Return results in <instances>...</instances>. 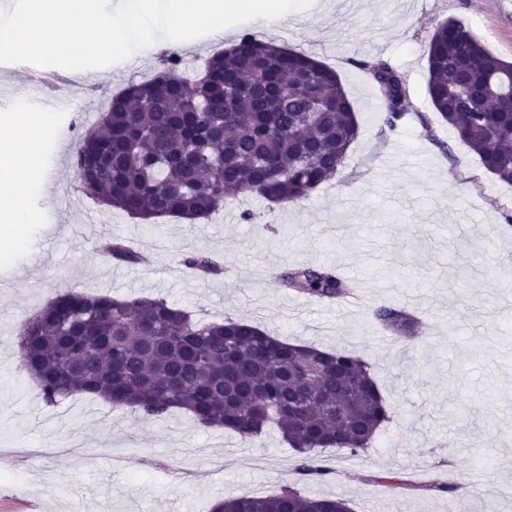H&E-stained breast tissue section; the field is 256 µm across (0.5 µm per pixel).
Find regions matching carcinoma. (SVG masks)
<instances>
[{
    "mask_svg": "<svg viewBox=\"0 0 512 512\" xmlns=\"http://www.w3.org/2000/svg\"><path fill=\"white\" fill-rule=\"evenodd\" d=\"M378 85L393 129L409 101L388 62L361 63ZM426 94L482 168L512 183V62L487 50L459 21L440 23L428 47ZM474 87L497 111H462L460 87ZM360 126L338 74L325 63L245 32L199 71L167 53L149 80L129 82L74 155L82 192L133 218L201 220L240 194L271 203L307 199L342 167ZM120 263L140 255L120 239L102 243ZM203 277L221 267L209 254L183 255ZM290 291L324 301L346 296L348 281L324 264L291 265L274 277ZM378 318L397 336L416 324L402 309ZM22 369L43 400L102 398L144 418L174 409L205 428L242 438L276 427L305 479L330 473L322 453L355 456L390 420L369 364L350 350L328 351L270 336L243 320L202 323L166 299L67 292L49 299L17 329ZM317 369L313 379L297 371ZM214 512H351L340 497L291 487L276 496L241 495Z\"/></svg>",
    "mask_w": 512,
    "mask_h": 512,
    "instance_id": "cac0c4a2",
    "label": "carcinoma"
}]
</instances>
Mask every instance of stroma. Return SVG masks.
Segmentation results:
<instances>
[{"instance_id": "stroma-1", "label": "stroma", "mask_w": 512, "mask_h": 512, "mask_svg": "<svg viewBox=\"0 0 512 512\" xmlns=\"http://www.w3.org/2000/svg\"><path fill=\"white\" fill-rule=\"evenodd\" d=\"M455 19L493 54L512 61V0H312L271 27L249 21L223 38L176 43L185 66L249 32L325 62L355 109L360 136L331 180L296 204L256 198L227 204L196 224L147 222L81 192L73 156L111 97L158 70L163 47L61 84L46 118L44 189L29 206L41 223L18 238L0 224V512H212L218 497L276 495L345 499L352 512H497L512 499V278L492 281L512 256V185L487 173L426 95L427 49L436 25ZM398 69L410 107L395 128L360 61ZM257 212L255 222L239 218ZM123 239L153 264L124 265L99 250ZM206 250L237 275L201 279L181 262ZM323 262L349 278L360 308L316 309L249 270L278 261ZM67 291L167 299L197 319L232 316L273 336L362 356L391 407L364 453L333 449L332 473L294 472L277 429L244 441L173 411L145 419L99 399L46 404L21 368L19 323ZM417 306L426 323L403 355L375 312ZM448 476L450 494L427 482ZM404 488H395V480Z\"/></svg>"}]
</instances>
